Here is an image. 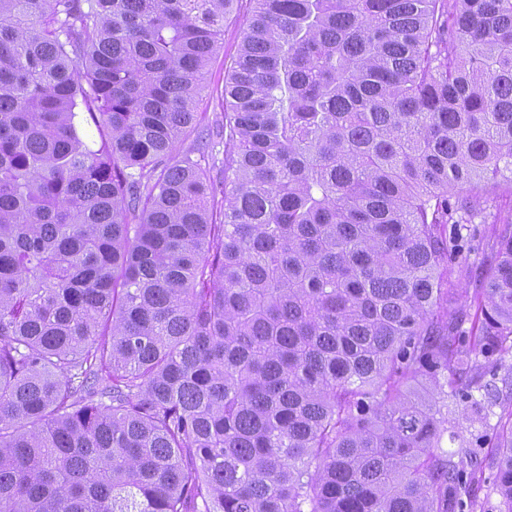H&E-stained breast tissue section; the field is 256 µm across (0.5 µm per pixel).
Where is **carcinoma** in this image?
<instances>
[{"instance_id": "1", "label": "carcinoma", "mask_w": 512, "mask_h": 512, "mask_svg": "<svg viewBox=\"0 0 512 512\" xmlns=\"http://www.w3.org/2000/svg\"><path fill=\"white\" fill-rule=\"evenodd\" d=\"M234 2L0 0V512H512V0ZM239 1L224 21L223 44L218 45L208 67L206 87L202 92L198 110V112H206V114L201 115L202 119L198 130L178 144L176 149L178 154L193 145L198 132L203 128L215 127L217 123L224 121V75L233 65L243 33L249 24L254 9L252 0ZM482 228V235L479 237L478 251L470 257L469 267L456 276L454 279V288L452 296L448 297V314L456 312L461 309L468 308L469 300L476 288H482L480 283L481 277L476 266L481 259L489 257L494 253L495 243L493 242V229L500 228L506 224H473ZM475 258V262L474 261ZM504 375L503 369H498V375L494 378L491 375H487L486 379L491 384V397L492 401L495 400L496 404L491 408L493 413L498 415L503 410L512 409V387L502 384L501 377ZM493 402V403H495ZM440 401L442 407V419L448 421L445 426L448 427V433H445L442 440V446L445 450H456L462 446H468L469 442L477 435H481L485 426L474 421L464 406L455 405L450 398L443 394L435 395ZM450 435H453L450 441Z\"/></svg>"}]
</instances>
